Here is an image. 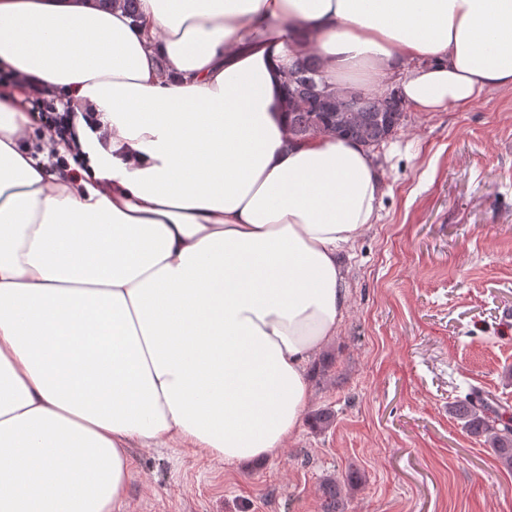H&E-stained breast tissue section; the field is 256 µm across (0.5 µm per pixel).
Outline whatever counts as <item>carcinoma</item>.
<instances>
[{"mask_svg":"<svg viewBox=\"0 0 512 512\" xmlns=\"http://www.w3.org/2000/svg\"><path fill=\"white\" fill-rule=\"evenodd\" d=\"M292 77L285 78L288 121L294 136L304 139L320 126L336 124L330 94L325 85L320 66L313 57H301L289 67ZM404 104L391 92L380 99L375 95L359 93L352 119L342 127L340 138L363 140L375 145L400 125ZM463 428L471 435L483 437L499 462L512 469V414L492 403L488 395L479 390L449 407ZM351 471L341 479H327L321 487L322 512H345L343 490L358 480Z\"/></svg>","mask_w":512,"mask_h":512,"instance_id":"cac0c4a2","label":"carcinoma"}]
</instances>
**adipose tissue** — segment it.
Masks as SVG:
<instances>
[{
  "instance_id": "1",
  "label": "adipose tissue",
  "mask_w": 512,
  "mask_h": 512,
  "mask_svg": "<svg viewBox=\"0 0 512 512\" xmlns=\"http://www.w3.org/2000/svg\"><path fill=\"white\" fill-rule=\"evenodd\" d=\"M139 13L0 0V73L70 103L80 163L34 157L39 117L0 88V512H128L133 449L242 464L293 440L383 172L357 142L293 137L292 60L419 112L512 91V0Z\"/></svg>"
}]
</instances>
